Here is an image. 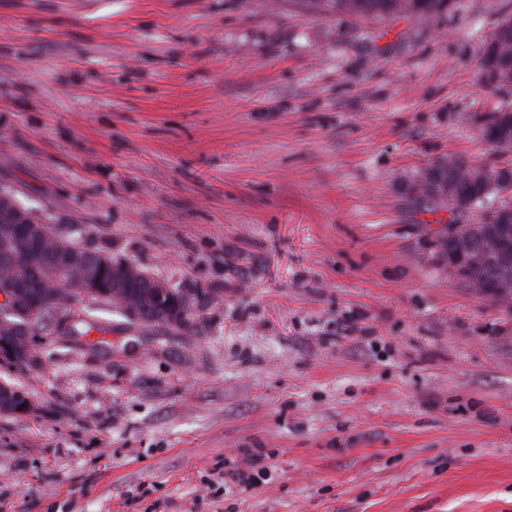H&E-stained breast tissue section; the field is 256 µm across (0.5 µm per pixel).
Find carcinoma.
<instances>
[{"instance_id":"carcinoma-1","label":"carcinoma","mask_w":512,"mask_h":512,"mask_svg":"<svg viewBox=\"0 0 512 512\" xmlns=\"http://www.w3.org/2000/svg\"><path fill=\"white\" fill-rule=\"evenodd\" d=\"M298 9L309 14L326 16L374 17L377 19L395 16H421L446 18L456 8L455 0H291ZM480 53L487 68L480 71L481 82L500 87L494 83L499 77L512 78V14L502 17L489 36L482 40ZM512 119V108L505 106L493 112L477 116L483 128L500 125ZM427 177L417 179L411 191H420L424 202L431 206L429 212L446 208L453 188L469 183L472 172L470 164L457 158L439 160L425 169ZM499 180L500 204L512 213V194L506 192L512 185V166L505 163L484 167V179ZM470 208L458 213L465 223L458 225L456 237L452 239L432 237V247L437 262L452 270L453 276L464 287L480 293L484 286H494L490 299L504 311H512V223L508 224L510 245L503 246L502 225L487 223V216L478 217L480 223L471 224V215L483 207L482 198L475 188L468 191ZM20 207L16 198L0 199V289L8 283L32 281L30 287L20 292L21 309L36 312L40 309L62 311L63 320L58 332V341L69 347L81 336L91 331L105 332V325L96 316L102 307L113 308L126 314L128 305L143 306L139 322L146 325L165 324L175 328H186L193 323L195 298L179 288H170L156 294L150 288H139L127 292L112 287V253L106 248L87 249L98 268L96 296L86 301L76 292L59 283L51 274L35 275L32 268L44 264L49 253L69 251L79 246L69 236L59 237L48 231L37 246L21 239L13 240L11 252L4 250V237L14 225L6 223V217Z\"/></svg>"}]
</instances>
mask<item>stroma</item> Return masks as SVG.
Here are the masks:
<instances>
[{
	"label": "stroma",
	"mask_w": 512,
	"mask_h": 512,
	"mask_svg": "<svg viewBox=\"0 0 512 512\" xmlns=\"http://www.w3.org/2000/svg\"><path fill=\"white\" fill-rule=\"evenodd\" d=\"M268 0H0V188L201 294L191 330L0 378V512H512V314L437 264L417 173L498 155L482 37ZM261 455L265 483L224 484Z\"/></svg>",
	"instance_id": "stroma-1"
}]
</instances>
